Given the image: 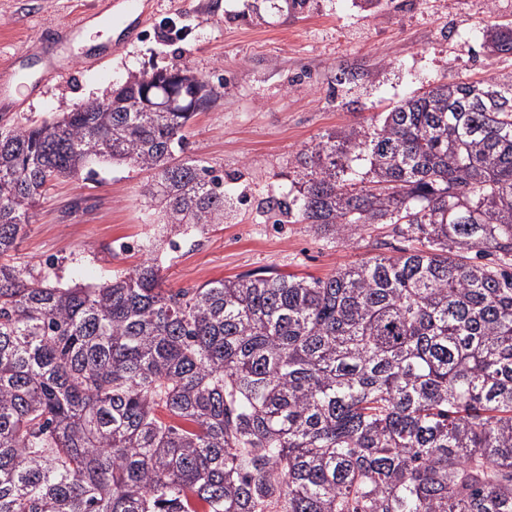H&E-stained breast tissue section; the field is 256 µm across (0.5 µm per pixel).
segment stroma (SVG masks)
<instances>
[{
	"mask_svg": "<svg viewBox=\"0 0 512 512\" xmlns=\"http://www.w3.org/2000/svg\"><path fill=\"white\" fill-rule=\"evenodd\" d=\"M137 36L100 64H87L81 15L121 31V5L101 0H0V64L18 54L16 89L26 97L11 122L28 126L105 97L153 68L188 66L217 90L189 122L188 153L224 180L223 223L171 249L159 247L165 287L193 288L254 272L326 277L405 245L391 228L344 242L306 224H279L268 200L297 196L303 149L327 135L379 123L397 102L450 80H512V54L487 57L482 32L512 22V0H137ZM71 68L41 83L45 53ZM148 171L94 163L55 183L35 208L11 264L62 285L95 284L139 264L140 244L161 222L142 193Z\"/></svg>",
	"mask_w": 512,
	"mask_h": 512,
	"instance_id": "stroma-1",
	"label": "stroma"
}]
</instances>
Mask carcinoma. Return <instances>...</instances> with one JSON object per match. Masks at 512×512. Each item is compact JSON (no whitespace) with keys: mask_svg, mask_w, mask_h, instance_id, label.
Masks as SVG:
<instances>
[{"mask_svg":"<svg viewBox=\"0 0 512 512\" xmlns=\"http://www.w3.org/2000/svg\"><path fill=\"white\" fill-rule=\"evenodd\" d=\"M215 101L175 66L31 127L1 112L0 258L94 160L153 172L171 245L224 223L186 154ZM299 163L275 223L406 246L176 291L149 240L94 286L0 262V512H512V82L440 84Z\"/></svg>","mask_w":512,"mask_h":512,"instance_id":"carcinoma-1","label":"carcinoma"}]
</instances>
